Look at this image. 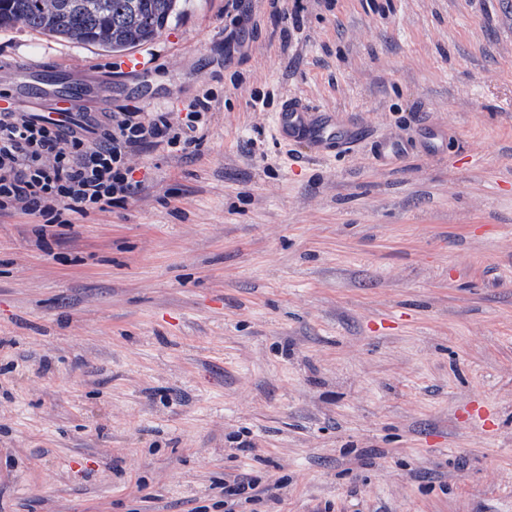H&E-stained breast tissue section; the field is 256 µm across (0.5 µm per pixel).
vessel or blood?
<instances>
[{
    "mask_svg": "<svg viewBox=\"0 0 512 512\" xmlns=\"http://www.w3.org/2000/svg\"><path fill=\"white\" fill-rule=\"evenodd\" d=\"M280 137L309 140L321 152L353 147L358 137L350 127L337 122L334 113L312 107L298 98L287 99L275 116Z\"/></svg>",
    "mask_w": 512,
    "mask_h": 512,
    "instance_id": "vessel-or-blood-1",
    "label": "vessel or blood"
}]
</instances>
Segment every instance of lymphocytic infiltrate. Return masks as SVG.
<instances>
[{"label":"lymphocytic infiltrate","mask_w":512,"mask_h":512,"mask_svg":"<svg viewBox=\"0 0 512 512\" xmlns=\"http://www.w3.org/2000/svg\"><path fill=\"white\" fill-rule=\"evenodd\" d=\"M211 110L201 94L185 117L121 108L84 116L8 105L0 109V217L23 215L65 226L125 207L142 187L131 158L151 147L187 154L198 148Z\"/></svg>","instance_id":"lymphocytic-infiltrate-1"}]
</instances>
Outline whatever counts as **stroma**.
I'll use <instances>...</instances> for the list:
<instances>
[{
	"instance_id": "1",
	"label": "stroma",
	"mask_w": 512,
	"mask_h": 512,
	"mask_svg": "<svg viewBox=\"0 0 512 512\" xmlns=\"http://www.w3.org/2000/svg\"><path fill=\"white\" fill-rule=\"evenodd\" d=\"M241 3L180 0L125 81L0 29L35 112L213 98L126 208L0 217V512H224L240 475L235 512H512V0ZM289 96L361 140L278 141Z\"/></svg>"
}]
</instances>
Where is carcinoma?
<instances>
[{"label": "carcinoma", "instance_id": "1", "mask_svg": "<svg viewBox=\"0 0 512 512\" xmlns=\"http://www.w3.org/2000/svg\"><path fill=\"white\" fill-rule=\"evenodd\" d=\"M178 0H0V28L48 33L113 53L155 40Z\"/></svg>", "mask_w": 512, "mask_h": 512}]
</instances>
